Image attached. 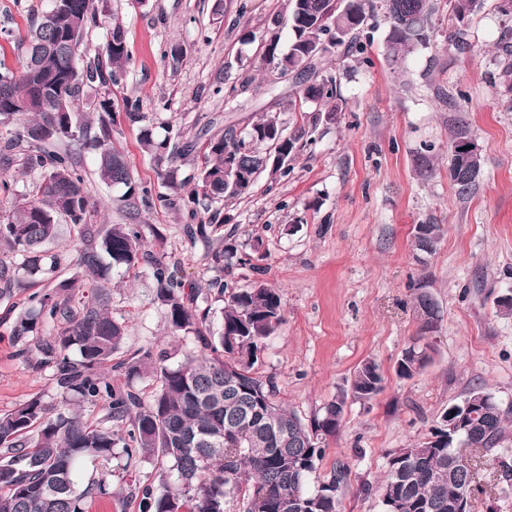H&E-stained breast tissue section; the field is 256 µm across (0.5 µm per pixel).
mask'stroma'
Masks as SVG:
<instances>
[{"label":"stroma","instance_id":"stroma-1","mask_svg":"<svg viewBox=\"0 0 512 512\" xmlns=\"http://www.w3.org/2000/svg\"><path fill=\"white\" fill-rule=\"evenodd\" d=\"M51 0H0V63L20 71L18 46L32 19ZM97 21L86 30L82 63L104 58L107 31L120 24L129 62L112 87L115 108L138 101L157 136L172 131L187 138L245 129L263 113L278 112L288 134L306 147L290 163L288 175H261L239 199L219 203L225 246L250 264L215 266L203 241H190L183 206L154 205L138 221L155 225L163 252L178 277L206 288L221 281L230 289L257 282L277 288L284 321L261 352L257 369L277 388V401L310 419L348 387L363 360L375 359L384 389L366 403H348L316 475V488L337 463L350 468L349 488L339 512H383L375 493L386 471V456L424 439L448 404L469 389L492 394L512 412V315L497 309L500 295L512 292V90L500 83L497 48L512 40V17L497 0H483L470 19V51L448 40L453 28L449 0H434L428 48L391 61L382 16L369 19L364 57H348L338 72L339 111L333 121L314 122L311 113L277 111L281 95H297L291 80L278 77L257 55L272 21L285 13V0H96ZM254 43H244L245 35ZM187 54L173 63L172 43ZM236 87L233 96L215 95L212 85ZM470 95L466 118L481 148L482 176L470 198H460L448 180L451 119L459 92ZM138 125L121 124L114 145L136 182L163 192L160 168L143 151ZM434 145L435 174L425 179L414 159ZM80 164L94 206L90 224H125L122 188L106 187L95 174V155ZM417 224H440L444 237L436 253L417 260L411 245ZM267 253L252 255L256 239ZM439 303L442 321L429 339L428 363L412 379L398 378L394 366L417 338L413 308L418 287ZM17 289L0 299V413L33 398L58 400L50 369L32 366L39 354L18 358L10 336L27 297ZM149 272L131 277L112 273V314L126 322L122 348L132 354L151 343L195 348L193 337L169 335ZM107 495L93 498L87 512H139L136 487L155 480L151 461H112ZM499 469L485 472L470 512H512V485Z\"/></svg>","mask_w":512,"mask_h":512}]
</instances>
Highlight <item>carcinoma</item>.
Instances as JSON below:
<instances>
[{
    "mask_svg": "<svg viewBox=\"0 0 512 512\" xmlns=\"http://www.w3.org/2000/svg\"><path fill=\"white\" fill-rule=\"evenodd\" d=\"M455 26L448 36L459 51L470 48L464 20L471 18V0H450ZM288 50L280 48L279 31L262 43L265 64L278 69L288 55V76L301 87L295 98L279 105L301 112L315 105L317 117L338 112V78L329 67L338 48L364 53L363 36L376 10L375 0H286ZM388 26L389 57L400 59L430 43L431 0H381ZM96 21L95 0H57L56 6L30 26L21 71L0 72V195L14 201L0 220V298H9L20 276L43 285L31 293L11 329L14 342L37 335L44 325L61 326L60 334L38 341L40 365L51 368L59 396L56 406L31 399L0 415V512H86V503L106 491L112 471L103 469L81 485L79 467L86 461L109 464L119 458L152 461L159 483L138 487L141 512H226L231 497L246 512H337L348 488L349 470L339 465L331 478L312 491L307 483L323 459L327 440L336 436L347 400L365 403L383 389L380 365L366 359L355 369L349 391H342L304 421L295 410L276 403L273 382L256 369L266 339L284 321L277 289L265 284L226 292L212 283L203 290L179 278L163 256L149 261L156 299L169 332L191 336L198 351L182 354L150 346L134 355L118 356L127 327L110 311L111 273L137 275L145 260L142 224L83 223L91 200L76 153L88 149L96 157L99 182L121 179L130 216L153 200L174 205L185 179L180 161L196 152L197 142L169 135L158 138L140 130L143 149L163 167L168 193L152 197L151 189L134 182L113 133L122 122L144 120L138 101L126 100L117 111L110 97L128 62L125 32L113 25L107 36L106 61L79 67L80 48L88 25ZM498 78L512 88V45L498 46ZM95 84L100 96L93 128L81 112L83 87ZM284 134L278 116L263 114L244 131L230 125L207 139L196 169L191 199L213 202L244 195L252 184L238 187L224 181L225 155L257 179L268 172L264 160L280 150L275 134ZM63 150H49L54 142ZM432 146L416 157L420 175L433 174ZM27 177L39 181L33 199L16 197ZM78 229L73 263L62 265L59 254L46 249L58 242L61 222ZM425 235H412L419 256L436 253L444 236L440 224L424 225ZM218 302L223 306L216 309ZM414 308L419 336L402 352L395 374L411 379L428 361L421 341L437 332L438 302L417 288ZM221 327L211 331V318ZM182 359H176L177 355ZM155 382L145 396L134 382ZM479 402L475 408L465 402ZM102 416L90 420L86 411ZM468 416L469 436L489 451L506 437L505 414L492 394L470 390L459 401ZM224 432L222 450L207 441L210 430ZM475 459H464L448 431L434 427L431 436L411 448L388 454L386 476L375 490L383 512H470L459 490L476 483Z\"/></svg>",
    "mask_w": 512,
    "mask_h": 512,
    "instance_id": "cac0c4a2",
    "label": "carcinoma"
}]
</instances>
